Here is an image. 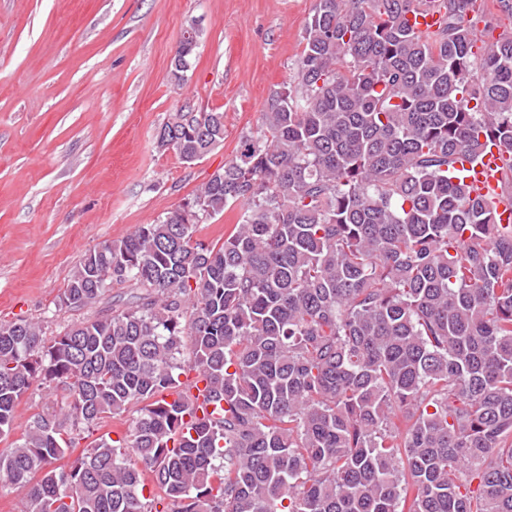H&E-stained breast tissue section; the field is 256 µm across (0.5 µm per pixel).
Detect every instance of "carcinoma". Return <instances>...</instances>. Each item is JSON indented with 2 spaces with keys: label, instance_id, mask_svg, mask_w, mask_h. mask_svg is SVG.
<instances>
[{
  "label": "carcinoma",
  "instance_id": "1",
  "mask_svg": "<svg viewBox=\"0 0 512 512\" xmlns=\"http://www.w3.org/2000/svg\"><path fill=\"white\" fill-rule=\"evenodd\" d=\"M430 7L437 31L408 23ZM477 14L490 34L512 0H315L235 158L83 255L57 306L100 312L0 323V439L33 385L67 400L0 452L22 512H512V221L464 183L496 144L512 181V30L477 53ZM161 130L192 163L224 113ZM240 218L239 206L226 208L223 213L209 219L207 224H200L199 231L196 233V240L209 244L219 239H224V230L227 225L236 224ZM137 409L138 406H132L129 412H127L122 419H104L100 427L96 429L92 435L90 434L89 437L87 432L82 433L79 438H84L78 440L79 443L77 444V447L70 449L63 458L53 461L51 466L56 468L68 467L73 460L80 455L83 448H85L90 441L104 433H110L112 438H117V434L124 432L131 419L137 415Z\"/></svg>",
  "mask_w": 512,
  "mask_h": 512
}]
</instances>
